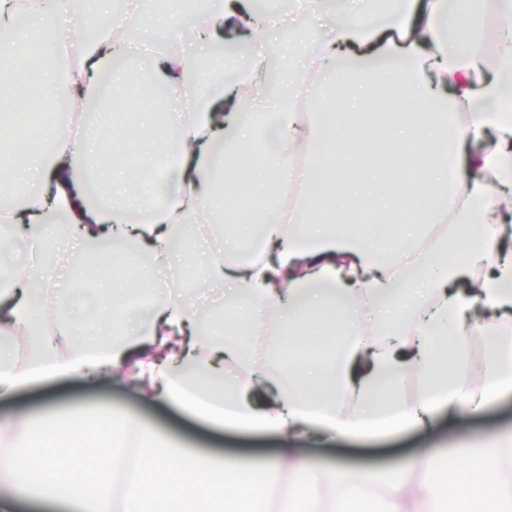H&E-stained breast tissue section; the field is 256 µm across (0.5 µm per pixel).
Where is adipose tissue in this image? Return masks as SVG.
I'll return each mask as SVG.
<instances>
[{
	"label": "adipose tissue",
	"mask_w": 512,
	"mask_h": 512,
	"mask_svg": "<svg viewBox=\"0 0 512 512\" xmlns=\"http://www.w3.org/2000/svg\"><path fill=\"white\" fill-rule=\"evenodd\" d=\"M305 0L308 27L268 31L239 0H195L185 23L133 29L113 0H0V181L18 199L0 224V394L48 378L123 379L216 427L284 438L368 439L426 429L512 394V0ZM339 19L320 34L326 8ZM251 35L225 73L209 34ZM201 52L179 46L186 31ZM300 41L285 84L265 88L277 43ZM137 44L164 101L140 92ZM63 73L28 77L31 55ZM105 102L119 131L73 136L46 104ZM382 103L389 118L364 114ZM175 157L165 180L154 160ZM304 158L305 169L293 161ZM294 184L289 196L268 186ZM455 195H448V184ZM334 202L338 218L325 214ZM229 228L212 229L217 220ZM123 253L92 276L94 228ZM465 246L450 251L449 237ZM224 310L195 338L201 303L180 291L175 241ZM292 337L279 352L254 333ZM485 342L479 376L449 365ZM416 375L419 394L402 387ZM0 512H512V431L469 454L429 451L382 478L338 475L288 449L245 463L189 448L151 420L77 403L0 423Z\"/></svg>",
	"instance_id": "obj_1"
}]
</instances>
